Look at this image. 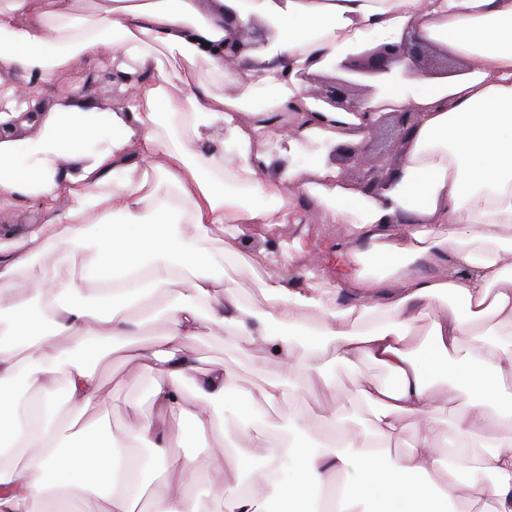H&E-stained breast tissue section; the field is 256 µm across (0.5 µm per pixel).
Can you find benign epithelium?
<instances>
[{
	"label": "benign epithelium",
	"instance_id": "1",
	"mask_svg": "<svg viewBox=\"0 0 512 512\" xmlns=\"http://www.w3.org/2000/svg\"><path fill=\"white\" fill-rule=\"evenodd\" d=\"M224 28L229 31V35L224 38V61L234 63L239 61L245 51L253 47L252 39L255 33L246 27L236 25L235 19L228 15L224 16ZM428 50L429 43L424 38L407 34L399 44L379 45L358 54L357 59L351 63L347 61L340 63L339 67L364 75H389L403 62L414 67L418 66L427 57ZM301 79L309 84L305 90L306 96L321 100L333 107L343 108L361 117L362 124L356 127L355 131L362 135V139L352 146L334 147L331 150V156L335 159L343 157L350 161L358 173V188L368 196L378 195L391 181L395 165L389 161L388 155L371 152L368 138L390 118L396 141L403 146L406 145L415 124L416 113L409 109H402L397 112L381 113L373 119L371 113L358 111L357 101L360 96L355 93L353 81L335 78L320 81L309 75H303ZM130 80L131 76L109 66L104 70L89 72L75 93L92 98L104 83H111L117 87ZM40 116L41 108H29L10 124L0 125V137L11 132L23 121L32 124L35 128L38 127Z\"/></svg>",
	"mask_w": 512,
	"mask_h": 512
}]
</instances>
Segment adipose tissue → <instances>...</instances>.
Segmentation results:
<instances>
[{
    "label": "adipose tissue",
    "mask_w": 512,
    "mask_h": 512,
    "mask_svg": "<svg viewBox=\"0 0 512 512\" xmlns=\"http://www.w3.org/2000/svg\"><path fill=\"white\" fill-rule=\"evenodd\" d=\"M61 2L0 0V123L78 65L108 56L132 80L111 107L65 96L37 132L0 140V211L46 216L0 247V512H66L96 489L101 512H134L143 444L165 465L152 512H195L191 489L211 467L224 470L221 512H306L322 490L321 512H457L465 474L479 512H512V0H98L89 14ZM228 10L270 29L246 71L224 61ZM412 31L457 72L424 84L403 64L363 101L418 114L390 186L364 195L321 157L265 176L268 115L290 116L295 139L335 143L360 122L307 97L300 73ZM200 64L210 79H194ZM301 195L341 226L336 239L241 247L244 225L300 223ZM293 254L303 278L269 274ZM43 255L50 268L22 283ZM243 274L260 295L249 305ZM170 288L162 312L148 308ZM158 316L163 333L138 339ZM216 329L281 375L255 388L221 365L200 371L190 344ZM116 354L154 377V411L97 437L85 417L103 399L97 365ZM366 362L388 381L361 379ZM339 367L359 376L371 426L334 414L315 443L292 404L278 432L269 412L298 392L288 374L328 391ZM176 417L189 437L229 425L234 439L168 463Z\"/></svg>",
    "instance_id": "adipose-tissue-1"
}]
</instances>
